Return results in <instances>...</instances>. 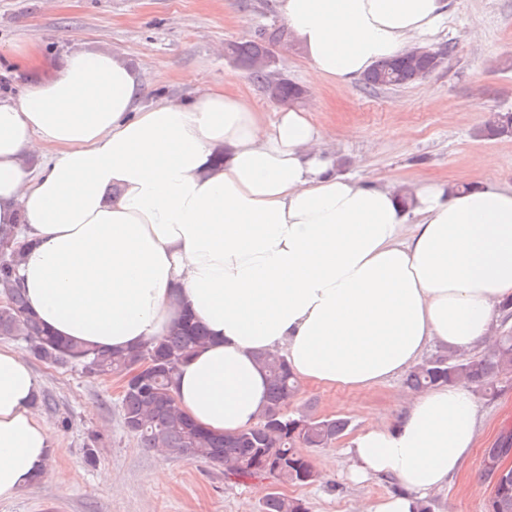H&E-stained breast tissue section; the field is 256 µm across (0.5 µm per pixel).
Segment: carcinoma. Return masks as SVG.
Instances as JSON below:
<instances>
[{
  "mask_svg": "<svg viewBox=\"0 0 512 512\" xmlns=\"http://www.w3.org/2000/svg\"><path fill=\"white\" fill-rule=\"evenodd\" d=\"M289 35L288 28L274 27L257 37L232 42L244 64L252 62L274 42ZM451 48L428 50L427 65L418 73L419 61L404 52L375 64L363 76L367 88L403 87L419 81L441 67ZM301 87L282 79L279 102L300 101ZM483 139L512 136V112H495L477 131ZM20 251H9L0 261V295L9 304L0 307V336L28 342L42 361L61 366H78L92 377L125 376L134 366L150 358L155 366L143 380L123 386L121 411L125 429L144 448H164L187 462L203 461L224 467V475L238 481L274 476L280 482L305 485L313 470L305 450L327 448L346 431L342 418L320 417L313 406L295 410L288 405L298 391L288 362L276 354L258 355L269 380L267 409L258 424L233 435L217 434L190 420L178 406L173 390L182 361L207 341L206 328L188 313L182 314L164 336L152 338L136 349L102 350L52 334L33 312L17 285ZM512 309L504 318L494 340L472 358L458 359L439 351L409 373L407 385L425 390L437 384L471 383L496 391L501 376L512 375ZM263 512H308L303 500L278 492L267 494ZM486 512H512V479L500 482L489 495Z\"/></svg>",
  "mask_w": 512,
  "mask_h": 512,
  "instance_id": "cac0c4a2",
  "label": "carcinoma"
}]
</instances>
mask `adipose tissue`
<instances>
[{
    "instance_id": "ef3b65f1",
    "label": "adipose tissue",
    "mask_w": 512,
    "mask_h": 512,
    "mask_svg": "<svg viewBox=\"0 0 512 512\" xmlns=\"http://www.w3.org/2000/svg\"><path fill=\"white\" fill-rule=\"evenodd\" d=\"M314 80L349 82L432 33L446 0H278ZM140 73L108 49L71 52L0 97V226L28 249L20 286L55 334L124 350L182 310L208 341L175 397L199 426L236 433L267 402L257 354L298 379L365 390L432 344L481 347L512 297V187L413 186L337 174L307 112L267 123L203 86L141 105ZM43 158L32 168L31 158ZM25 354L0 344V500L44 469L55 433ZM385 425L347 444L352 477L396 486L363 512H415L447 486L484 425L470 384L393 392Z\"/></svg>"
}]
</instances>
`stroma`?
I'll list each match as a JSON object with an SVG mask.
<instances>
[{
    "label": "stroma",
    "instance_id": "stroma-1",
    "mask_svg": "<svg viewBox=\"0 0 512 512\" xmlns=\"http://www.w3.org/2000/svg\"><path fill=\"white\" fill-rule=\"evenodd\" d=\"M276 0H0V95H17L32 79L8 52L34 41L61 66L77 49L107 48L142 70L150 97H190L202 83L245 96L272 121L278 102L224 54L228 42L281 25ZM451 47L447 63L414 84L369 90L361 80L318 83L301 47L279 49L277 69L305 91L309 112L336 150V171L353 178L406 184L512 186V137L486 140L476 131L491 113L512 110V0H448V16L421 40ZM493 155L487 168L480 160ZM40 380L38 414L56 436L43 476L0 512H263L273 491L306 501L309 512H361L395 486L384 479L354 482L344 452L365 427V413L391 418L390 395L405 376L367 390L300 383L294 406L314 403L317 415L347 420L343 437L309 452L315 479L294 486L274 479L235 482L223 469L144 448L124 428L119 377H91L78 367L32 359ZM485 426L462 472L430 497L433 512H484L496 470L484 451L512 432V376L496 394L478 392ZM95 448L87 464L85 451ZM163 471L157 483L149 473Z\"/></svg>",
    "mask_w": 512,
    "mask_h": 512
}]
</instances>
